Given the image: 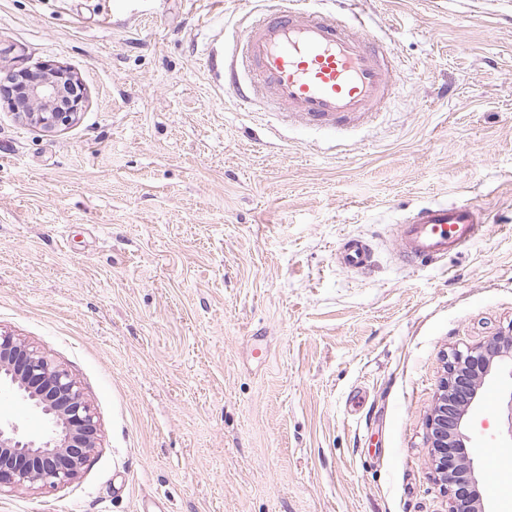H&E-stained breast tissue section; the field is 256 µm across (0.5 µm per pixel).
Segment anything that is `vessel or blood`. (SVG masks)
Instances as JSON below:
<instances>
[{
	"instance_id": "b4317fda",
	"label": "vessel or blood",
	"mask_w": 512,
	"mask_h": 512,
	"mask_svg": "<svg viewBox=\"0 0 512 512\" xmlns=\"http://www.w3.org/2000/svg\"><path fill=\"white\" fill-rule=\"evenodd\" d=\"M224 87L239 100L269 95L279 111L328 134L368 119L395 95V56L357 12H323L302 0H280L243 26L231 52L217 53ZM487 229L480 207L435 203L398 224L397 258L435 262L467 247ZM373 248L349 237L336 250L343 269L370 266Z\"/></svg>"
}]
</instances>
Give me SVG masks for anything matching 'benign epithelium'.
<instances>
[{
  "instance_id": "obj_1",
  "label": "benign epithelium",
  "mask_w": 512,
  "mask_h": 512,
  "mask_svg": "<svg viewBox=\"0 0 512 512\" xmlns=\"http://www.w3.org/2000/svg\"><path fill=\"white\" fill-rule=\"evenodd\" d=\"M77 77L57 64L11 70L0 80V97L21 121L44 130L75 123L84 98L77 94ZM512 374V328L490 337L447 362L440 394L427 421L434 478L451 493L448 512H485L483 499L462 500L458 482L476 489L480 476L463 455L455 472L448 460L466 448V416L479 402L488 376L499 370ZM14 389L45 416L48 430L37 437L0 421V496L78 481L97 453L101 428L94 408L73 373L14 334L0 330V386Z\"/></svg>"
}]
</instances>
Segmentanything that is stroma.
<instances>
[{"label":"stroma","instance_id":"stroma-1","mask_svg":"<svg viewBox=\"0 0 512 512\" xmlns=\"http://www.w3.org/2000/svg\"><path fill=\"white\" fill-rule=\"evenodd\" d=\"M267 0H0V78L64 65L52 132L0 102V327L81 381L102 443L79 482L0 512H448L426 417L447 358L512 327V0H365L400 66L339 136L211 70ZM471 203L488 230L411 268L395 228ZM371 266L336 263L343 239ZM467 416L488 512L512 490L502 395ZM373 248L362 238L349 237L343 240L336 250V261L343 269L359 272L370 266Z\"/></svg>","mask_w":512,"mask_h":512}]
</instances>
